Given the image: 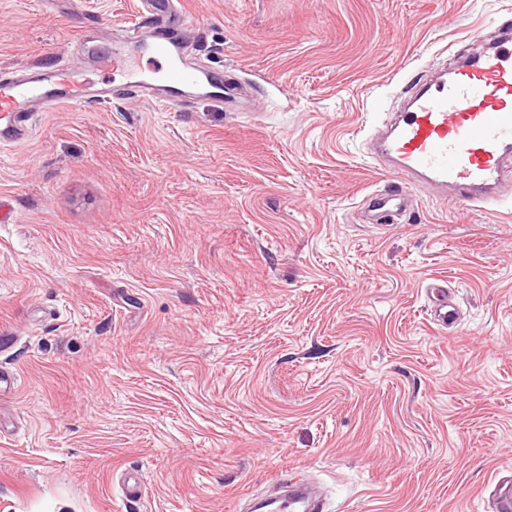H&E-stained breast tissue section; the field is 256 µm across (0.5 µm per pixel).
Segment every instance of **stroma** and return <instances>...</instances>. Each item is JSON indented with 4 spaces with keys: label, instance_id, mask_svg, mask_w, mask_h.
Segmentation results:
<instances>
[{
    "label": "stroma",
    "instance_id": "stroma-1",
    "mask_svg": "<svg viewBox=\"0 0 512 512\" xmlns=\"http://www.w3.org/2000/svg\"><path fill=\"white\" fill-rule=\"evenodd\" d=\"M180 2L188 63L238 94L125 90L0 146V512H251L286 466L330 512H484L512 469V197L376 220L361 142L512 0ZM141 25L136 0H0V71ZM440 292L441 298L437 300L438 303L435 305L431 321L439 326L456 323L458 321V312L455 300L448 297V295L446 296L443 291Z\"/></svg>",
    "mask_w": 512,
    "mask_h": 512
}]
</instances>
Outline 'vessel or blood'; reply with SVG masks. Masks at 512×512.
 <instances>
[{
	"instance_id": "obj_1",
	"label": "vessel or blood",
	"mask_w": 512,
	"mask_h": 512,
	"mask_svg": "<svg viewBox=\"0 0 512 512\" xmlns=\"http://www.w3.org/2000/svg\"><path fill=\"white\" fill-rule=\"evenodd\" d=\"M469 41L474 51L429 64L411 86L406 109L392 113L368 139L370 152L401 182L400 188L373 195L375 207L401 213L412 190L423 188L481 210L512 188V22L497 25L491 45L479 34ZM92 51L79 33L59 46L51 67L0 72V143L26 138L36 113L110 98V85L69 64L70 57ZM143 54L158 59L160 68L150 74L138 70ZM99 64L120 66L127 85L143 95L165 88L162 102L170 109L183 106L189 87L219 100L225 95L224 79H205L188 67L176 40L133 41L100 56ZM291 484L288 494L277 497L275 512H327L321 495L304 480ZM489 502L491 512H512V477L495 482Z\"/></svg>"
}]
</instances>
